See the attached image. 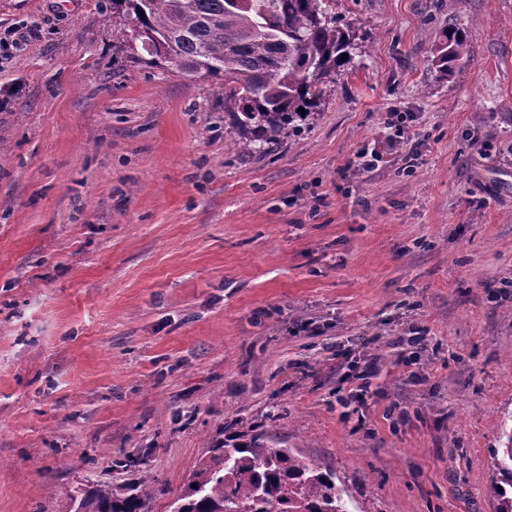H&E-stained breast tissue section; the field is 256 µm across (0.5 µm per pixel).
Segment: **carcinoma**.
Here are the masks:
<instances>
[{
    "mask_svg": "<svg viewBox=\"0 0 512 512\" xmlns=\"http://www.w3.org/2000/svg\"><path fill=\"white\" fill-rule=\"evenodd\" d=\"M153 59L177 72L224 83V125L248 151L268 152L303 127L336 91L354 43L331 0H112ZM468 60L458 28L442 31L427 62L446 75ZM306 113H301V110ZM490 466L497 512H512V429ZM152 481L118 495L106 484L75 512H152ZM169 512H349L336 474L303 458L262 425L237 421L207 446Z\"/></svg>",
    "mask_w": 512,
    "mask_h": 512,
    "instance_id": "1",
    "label": "carcinoma"
}]
</instances>
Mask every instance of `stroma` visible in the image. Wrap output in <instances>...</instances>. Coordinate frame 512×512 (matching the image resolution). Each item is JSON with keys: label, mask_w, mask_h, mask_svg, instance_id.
Wrapping results in <instances>:
<instances>
[{"label": "stroma", "mask_w": 512, "mask_h": 512, "mask_svg": "<svg viewBox=\"0 0 512 512\" xmlns=\"http://www.w3.org/2000/svg\"><path fill=\"white\" fill-rule=\"evenodd\" d=\"M332 8L353 61L265 154L225 129L222 84L148 61L103 0H0V512H70L145 472L168 512L241 418L332 469L353 512H496L512 0ZM450 25L469 60L442 78L426 57ZM417 326L408 366L397 341ZM366 355L378 375L346 420L344 365ZM121 453L137 465L112 469ZM387 117L385 120L387 128L391 130L390 140L398 149L405 150L407 157H412L416 153V146L412 144V138L409 132L410 115L408 112H386Z\"/></svg>", "instance_id": "obj_1"}]
</instances>
